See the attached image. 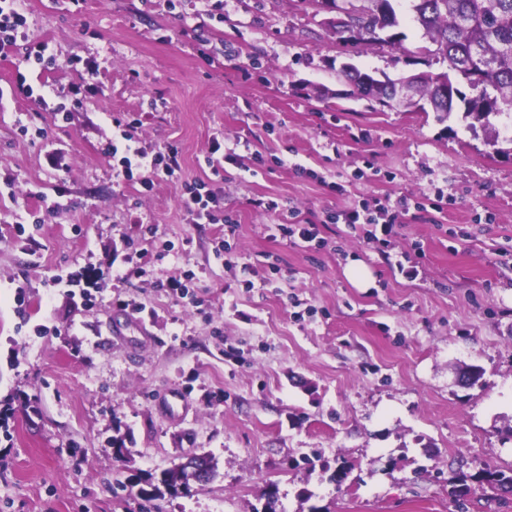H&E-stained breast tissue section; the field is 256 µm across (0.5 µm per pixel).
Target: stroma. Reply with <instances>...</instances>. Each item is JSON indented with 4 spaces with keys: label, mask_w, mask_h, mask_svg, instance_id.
Listing matches in <instances>:
<instances>
[{
    "label": "stroma",
    "mask_w": 512,
    "mask_h": 512,
    "mask_svg": "<svg viewBox=\"0 0 512 512\" xmlns=\"http://www.w3.org/2000/svg\"><path fill=\"white\" fill-rule=\"evenodd\" d=\"M26 10L55 61L0 56V88L34 91L0 101V512H265L271 486L277 512H512V492L451 494L457 472L512 469V158L461 119L350 96L338 75L447 71L418 53L405 5L399 46L342 44L299 0ZM132 119L134 147H178L181 180L217 193L234 231L192 223L165 176L149 191L117 177L104 150ZM215 140L250 148L215 167ZM402 196L423 207L386 241L328 221ZM288 210L321 241L271 232ZM354 260L370 287L348 279ZM471 366L482 375L461 387ZM169 387L182 417L155 407ZM193 453L211 482L141 496Z\"/></svg>",
    "instance_id": "obj_1"
}]
</instances>
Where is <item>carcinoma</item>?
<instances>
[{
	"instance_id": "cac0c4a2",
	"label": "carcinoma",
	"mask_w": 512,
	"mask_h": 512,
	"mask_svg": "<svg viewBox=\"0 0 512 512\" xmlns=\"http://www.w3.org/2000/svg\"><path fill=\"white\" fill-rule=\"evenodd\" d=\"M350 14V28L336 27L335 32L345 44L371 45L385 42L400 43L405 34L395 31L399 26L394 0H345ZM412 19L423 31L426 44L419 51L435 54L448 63V72L432 76L419 74L411 78L425 106L439 119L450 118L463 104L462 117L473 119L467 128H481L487 142L499 143L500 131L490 117L512 116V0H408ZM488 60L487 80L482 94L497 100L498 111L473 112L468 99L452 81L449 73L471 80L475 58ZM345 78L358 93L385 105L397 95L398 83L385 76L372 84L366 83L368 72L357 67L346 70ZM512 489V474L500 470H482L474 475L458 478L460 487L452 494L462 496L468 491V481ZM171 495L188 494L191 481L188 474L172 467L164 471L159 484L147 481L141 494L153 498L161 491Z\"/></svg>"
}]
</instances>
